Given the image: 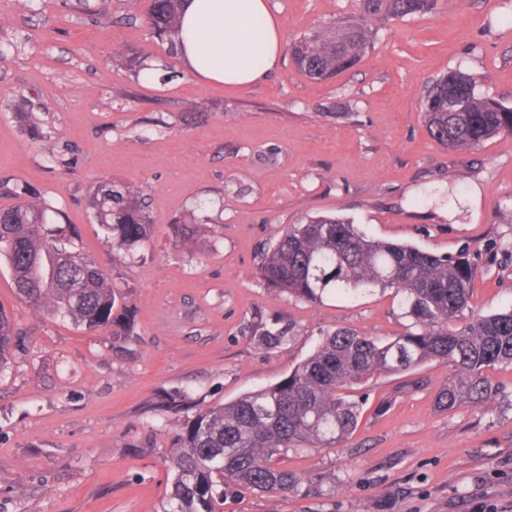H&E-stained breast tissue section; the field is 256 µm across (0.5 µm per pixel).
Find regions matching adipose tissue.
<instances>
[{"instance_id": "ef3b65f1", "label": "adipose tissue", "mask_w": 512, "mask_h": 512, "mask_svg": "<svg viewBox=\"0 0 512 512\" xmlns=\"http://www.w3.org/2000/svg\"><path fill=\"white\" fill-rule=\"evenodd\" d=\"M178 52L199 79L253 85L276 69L279 28L268 0H182Z\"/></svg>"}]
</instances>
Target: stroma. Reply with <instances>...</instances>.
<instances>
[{"label":"stroma","mask_w":512,"mask_h":512,"mask_svg":"<svg viewBox=\"0 0 512 512\" xmlns=\"http://www.w3.org/2000/svg\"><path fill=\"white\" fill-rule=\"evenodd\" d=\"M0 0V208L26 184L63 212L122 301L90 333L34 312L0 265V309L21 334L0 372V512H160L163 456L184 419L273 385L324 334L402 332L392 291L312 304L268 288L260 255L282 228L336 216L438 255L476 251L470 305L512 308V136L471 150L430 137L433 80L460 69L512 107V0H440L378 21L355 68L326 82L290 55L247 88L205 83L151 33L147 0ZM283 48L359 12L358 0H271ZM140 58L152 79L126 67ZM27 100L55 155L13 110ZM141 185L151 241L113 248L88 207L96 182ZM190 218L213 232L174 243ZM451 368L430 361L358 386L357 430L289 453L297 490L224 493L223 512H512V364L490 408H436Z\"/></svg>","instance_id":"obj_1"}]
</instances>
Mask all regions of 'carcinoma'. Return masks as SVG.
Listing matches in <instances>:
<instances>
[{"label": "carcinoma", "mask_w": 512, "mask_h": 512, "mask_svg": "<svg viewBox=\"0 0 512 512\" xmlns=\"http://www.w3.org/2000/svg\"><path fill=\"white\" fill-rule=\"evenodd\" d=\"M439 0H359V18L303 34L292 43L295 67L323 82L351 69L366 55L375 18L403 19L433 12ZM181 0H149L146 22L154 34L172 37ZM477 78L460 70L434 80L423 112L438 144L469 150L495 135H512V107L476 93ZM16 205L0 208V262L12 274L17 295L34 311L68 319L87 331L114 322L121 300L98 264L73 246L68 224L31 187L18 186ZM93 221L113 246L131 251L149 241L153 224L139 185L105 179L91 193ZM176 242L210 236L208 224H176ZM258 273L271 288L309 302L325 294L391 289L405 331L379 340L353 329L326 335L287 377L183 422L165 462L172 472L162 512H222L224 487L262 493L288 492L298 474L272 464L306 448H332L358 426L354 387L376 375L399 374L428 361L448 364L453 375L438 393V407H490L497 389L488 370L512 364V309L490 315L469 312L477 266L471 254L438 256L406 243L368 236L336 217L290 224L262 254ZM17 335L0 311V370Z\"/></svg>", "instance_id": "cac0c4a2"}]
</instances>
